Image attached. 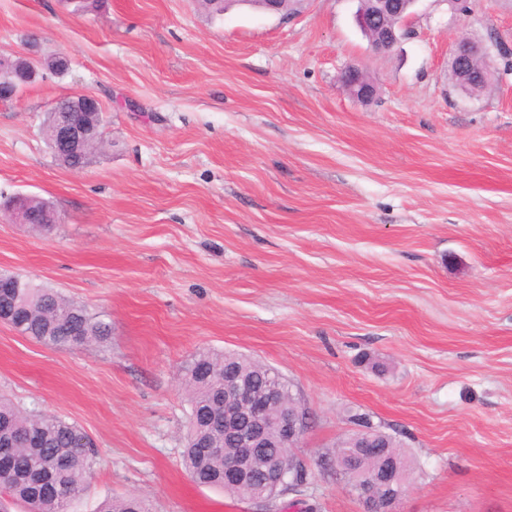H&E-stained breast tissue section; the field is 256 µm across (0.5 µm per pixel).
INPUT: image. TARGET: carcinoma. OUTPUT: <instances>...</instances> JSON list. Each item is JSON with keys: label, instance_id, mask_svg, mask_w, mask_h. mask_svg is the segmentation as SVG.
<instances>
[{"label": "carcinoma", "instance_id": "1", "mask_svg": "<svg viewBox=\"0 0 512 512\" xmlns=\"http://www.w3.org/2000/svg\"><path fill=\"white\" fill-rule=\"evenodd\" d=\"M0 290V308L15 310L9 326L38 343L55 347L101 344L110 339L109 324L90 316L74 301L51 288H43L18 275H5ZM235 367L251 376L258 388L265 383L263 364L236 354L203 351L185 367V385L190 411L183 450V462L194 481L218 488L225 494L245 499L249 492L224 484V462L235 453L228 443L222 454H207L194 447L201 429L194 419L197 409L214 407L212 383L224 377V370ZM0 429L36 442L31 448L23 443L7 449V467L0 470V494L22 503L26 512H58L52 497L70 492L79 497L93 477L97 450L89 437L74 423L47 413H27L10 399L0 396ZM361 451L343 460L350 483L358 482L357 468ZM365 465H371L367 460ZM98 512H146L144 501L135 496L106 501Z\"/></svg>", "mask_w": 512, "mask_h": 512}]
</instances>
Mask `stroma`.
<instances>
[{"label": "stroma", "instance_id": "stroma-1", "mask_svg": "<svg viewBox=\"0 0 512 512\" xmlns=\"http://www.w3.org/2000/svg\"><path fill=\"white\" fill-rule=\"evenodd\" d=\"M357 0L298 16L199 0H0V55L45 72L0 102V195L52 204L32 231L0 212V273L60 291L108 343L54 348L0 323V395L76 423L98 456L70 512L130 495L150 512H257L182 464L181 383L201 350L277 368L312 423L307 488L270 512H358L324 457L353 412L410 464L400 512H512V73L454 87L459 36L512 47V0H418L385 55ZM355 65L363 102L339 83ZM91 95L103 147L72 171L41 133L53 102ZM343 75L346 79L347 91L353 97L360 100H369L375 95V84L368 81L360 70L348 69Z\"/></svg>", "mask_w": 512, "mask_h": 512}]
</instances>
